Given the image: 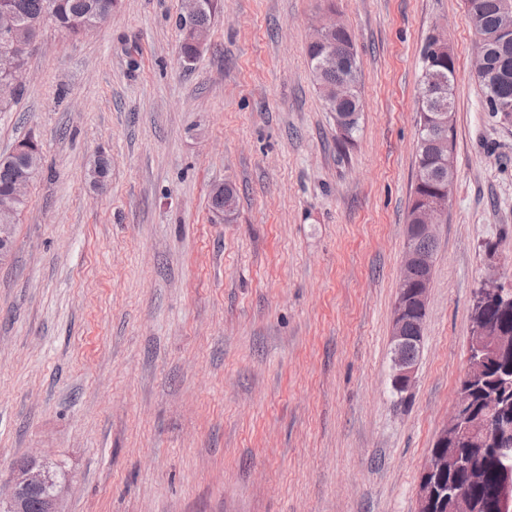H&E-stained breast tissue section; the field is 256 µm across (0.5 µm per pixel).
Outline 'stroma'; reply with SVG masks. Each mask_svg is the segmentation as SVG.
I'll return each instance as SVG.
<instances>
[{"mask_svg":"<svg viewBox=\"0 0 512 512\" xmlns=\"http://www.w3.org/2000/svg\"><path fill=\"white\" fill-rule=\"evenodd\" d=\"M184 10L120 0L80 37L46 26L0 112V156L42 152L0 263V478L65 462V512H415L473 292L512 285V119L483 104L466 0H224L188 65ZM326 15L360 68L343 146L306 54ZM439 33L456 177L399 396L389 334ZM224 183L237 208L217 222Z\"/></svg>","mask_w":512,"mask_h":512,"instance_id":"obj_1","label":"stroma"}]
</instances>
